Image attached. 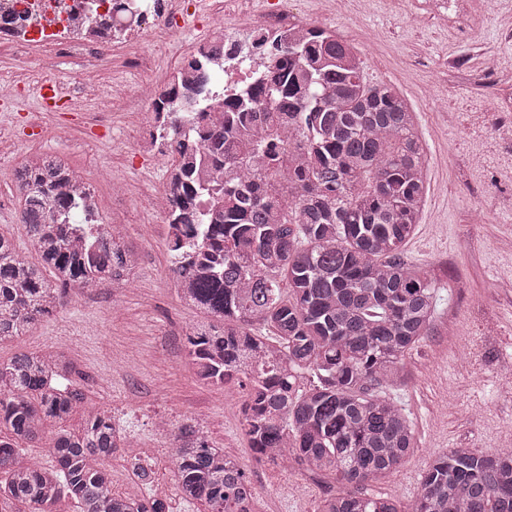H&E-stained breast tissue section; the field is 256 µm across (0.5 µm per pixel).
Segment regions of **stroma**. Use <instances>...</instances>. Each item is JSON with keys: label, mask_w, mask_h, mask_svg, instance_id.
<instances>
[{"label": "stroma", "mask_w": 512, "mask_h": 512, "mask_svg": "<svg viewBox=\"0 0 512 512\" xmlns=\"http://www.w3.org/2000/svg\"><path fill=\"white\" fill-rule=\"evenodd\" d=\"M323 8L322 0L299 3L316 25L342 32L363 58L369 82L393 86L406 98L427 152L428 191L402 255L434 280L437 306L430 335L406 359L404 383L390 392L411 420L418 446L396 472L368 486L371 495L409 503L435 453L512 448V393L495 377L499 362L512 360V250L503 247L512 241V166L506 162L512 147L491 146L483 137L498 118L495 104L512 94V0H462L470 24L465 33L452 22L413 21L411 0H371L366 14L347 21L323 15ZM144 49L150 67L112 64L99 83L82 89L83 61L60 58L28 72L0 57V79L26 83L15 112L0 111V230L27 247L10 173L24 157L63 154L94 190L107 223L112 168L124 165L129 188L121 229L140 254L132 283L71 291L63 313L0 345V360L21 346L66 350L83 409L110 410L130 441L146 449L152 493L170 512L206 507L185 503L176 491L168 451L155 445L163 419L204 424L211 443L236 454L256 489L255 512H315L341 484L295 460L258 466L242 429L239 385H203L189 366L185 337L201 315L174 289L166 215L149 202L165 163L128 152L146 117L133 94L145 85L164 87L168 73L162 51L149 41ZM47 80L66 99L50 111L37 94ZM99 122L105 128L97 135ZM62 125L72 127L69 138L59 137ZM481 153L482 163L476 160Z\"/></svg>", "instance_id": "35a3bbf8"}]
</instances>
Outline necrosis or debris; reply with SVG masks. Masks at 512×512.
<instances>
[{
	"label": "necrosis or debris",
	"mask_w": 512,
	"mask_h": 512,
	"mask_svg": "<svg viewBox=\"0 0 512 512\" xmlns=\"http://www.w3.org/2000/svg\"><path fill=\"white\" fill-rule=\"evenodd\" d=\"M122 9L110 10L104 0H0V53L27 49L18 64L24 68L41 65L43 51L54 57L86 55L83 83H94L103 64L111 62L116 41H123L141 67H149L151 57L142 51L144 37L160 41L171 56L167 80L188 85L174 105L178 112H205L216 116L219 107L202 101L193 86L196 78L184 67L186 56L209 60L225 93L241 95L264 74L269 60L264 45L287 41L289 35L303 34L310 23L292 8L290 0H272L264 13L244 26L225 20L224 0H205L207 30L190 47H183L177 36L189 22L188 6L171 10L169 0H122ZM223 45V57L213 56L215 45ZM157 113L149 111L143 130L130 145L131 154L146 159L164 158L168 165L152 204L171 210L175 197L170 183L177 175L167 140L156 133Z\"/></svg>",
	"instance_id": "necrosis-or-debris-1"
}]
</instances>
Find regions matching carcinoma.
<instances>
[{
	"label": "carcinoma",
	"mask_w": 512,
	"mask_h": 512,
	"mask_svg": "<svg viewBox=\"0 0 512 512\" xmlns=\"http://www.w3.org/2000/svg\"><path fill=\"white\" fill-rule=\"evenodd\" d=\"M268 56L265 81L248 99L223 98L222 120L163 117L167 139L194 133L224 170L214 190L181 167L168 218L182 300L202 314L186 338L190 362L217 387L245 379L242 426L258 460L294 456L344 486L317 512H512V449L436 454L412 504L368 495L369 481L418 447L387 391L403 382L407 355L435 318L436 285L401 255L427 192V157L408 102L369 83L336 33L314 25ZM189 68L214 95L209 64L192 59ZM74 175L52 155L16 170L19 221L40 262L0 232V344L55 315L69 291L119 282L137 265L135 248L98 211L70 223L80 210ZM256 323L269 335L254 333ZM247 357L255 364L241 373ZM73 373L68 355L50 349L0 361V502L55 512L69 497L79 512H165L144 495L152 471L118 440L111 412L90 410L81 428L65 426L82 404L64 386ZM42 441L49 466L21 448ZM121 451L136 482L116 493L100 460ZM171 451L182 500L208 512L246 508L245 473L195 423L176 427Z\"/></svg>",
	"instance_id": "1"
}]
</instances>
